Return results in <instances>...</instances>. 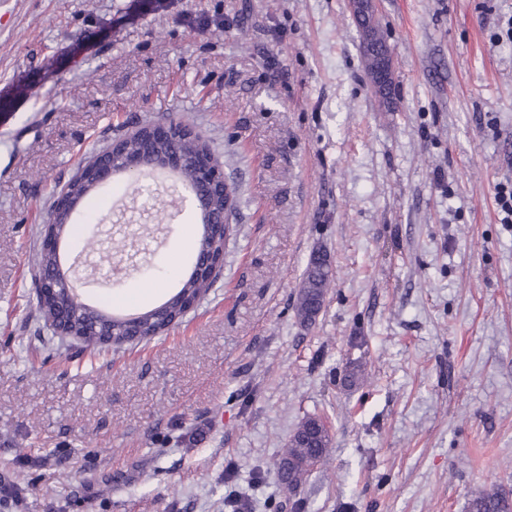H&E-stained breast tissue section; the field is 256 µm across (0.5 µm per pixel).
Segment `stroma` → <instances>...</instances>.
I'll use <instances>...</instances> for the list:
<instances>
[{"label":"stroma","mask_w":512,"mask_h":512,"mask_svg":"<svg viewBox=\"0 0 512 512\" xmlns=\"http://www.w3.org/2000/svg\"><path fill=\"white\" fill-rule=\"evenodd\" d=\"M391 110L347 0H0V474L12 512H277L281 448L328 416L310 512H467L512 489V0H378ZM188 116L238 189L224 268L150 342L95 352L39 313L32 258L78 167ZM104 183L75 221L126 239L87 303L146 309L191 269ZM326 251L314 325L296 292ZM365 377L349 384L353 366Z\"/></svg>","instance_id":"1"}]
</instances>
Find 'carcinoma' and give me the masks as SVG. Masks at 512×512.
Here are the masks:
<instances>
[{"instance_id":"1","label":"carcinoma","mask_w":512,"mask_h":512,"mask_svg":"<svg viewBox=\"0 0 512 512\" xmlns=\"http://www.w3.org/2000/svg\"><path fill=\"white\" fill-rule=\"evenodd\" d=\"M170 123L184 130L179 137L158 138L142 126L135 134L120 140L121 151L129 156H143L147 159L164 158L177 155L183 159V169L178 173V180L186 184H197L202 165L219 167L221 161L210 153L202 136L194 132L181 117L170 118ZM96 187L91 178L78 179L69 185V192L75 200L83 202L90 198ZM125 191L135 198L143 200V206L152 210L155 216L170 219L167 204L148 181L147 176L131 174L127 177ZM206 199L209 214L219 213L224 209L229 195H221L201 188ZM126 241L121 239L108 245L94 233L84 235L83 249L95 254L104 262L110 260L112 252L125 248ZM36 264L41 273L61 274L60 260L55 253H40ZM334 283L331 262L327 255L315 253L309 260L303 273L297 300V315L304 324H312L322 310L325 297ZM211 281L201 280L196 271L186 276L181 286L170 300L164 304L138 313L108 314L110 322H104L88 311L87 305L74 300L69 294L67 283L58 284L56 292L47 297L37 296L39 311L49 320L64 316L81 332L78 341L85 350H95L103 340L102 332L110 331L112 344L122 345L130 342L150 341L159 337L167 327L178 323L184 311L178 307L179 298L198 300L207 293ZM331 444V436L326 422L318 417H308L296 428L288 440L279 470L282 482L291 488L308 476L305 463L312 459L325 460ZM19 501L16 482L5 476L0 478V512H8L12 504ZM468 512H512V490L496 488L482 493L468 503Z\"/></svg>"}]
</instances>
